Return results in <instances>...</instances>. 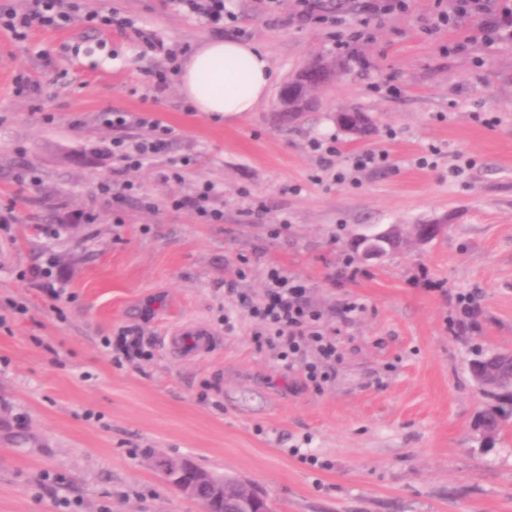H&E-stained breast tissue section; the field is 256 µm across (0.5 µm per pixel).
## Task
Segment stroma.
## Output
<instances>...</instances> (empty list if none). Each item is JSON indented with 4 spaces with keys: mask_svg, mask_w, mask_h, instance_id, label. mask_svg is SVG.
I'll list each match as a JSON object with an SVG mask.
<instances>
[{
    "mask_svg": "<svg viewBox=\"0 0 512 512\" xmlns=\"http://www.w3.org/2000/svg\"><path fill=\"white\" fill-rule=\"evenodd\" d=\"M82 2L155 44L78 20L0 35V210L16 216L0 226V512H205L158 457L235 478L274 512H512V425L483 443L469 372L473 349L512 350V39L487 45L459 0L373 16L352 0L313 19L300 0H231L225 36L257 44L279 83L255 111L215 120L187 111L168 60L211 38L198 19L168 0ZM441 12L453 25H435ZM366 17L365 36L337 46ZM334 58L346 69L289 118L279 84ZM20 70L31 93L15 91ZM108 109L161 120L167 150L125 169L113 139L148 130L102 125ZM342 109L375 133L343 132ZM315 140L334 143L332 167ZM431 144L435 165L419 168ZM367 150L386 166L338 181ZM459 155L472 164L449 177ZM181 163L183 182H163ZM103 179L135 189L114 204ZM205 183L223 223L167 203ZM80 210L94 223H63ZM443 217L447 235L427 246L352 259L355 234ZM50 257L56 299L27 278ZM274 267L306 286L336 344L323 387L253 342L238 298L260 297ZM471 292L473 315L457 302ZM181 325L215 336L212 353L167 351ZM123 329L154 340L152 357L115 364L104 341Z\"/></svg>",
    "mask_w": 512,
    "mask_h": 512,
    "instance_id": "1",
    "label": "stroma"
}]
</instances>
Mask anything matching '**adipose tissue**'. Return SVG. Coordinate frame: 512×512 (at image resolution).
Instances as JSON below:
<instances>
[{"label":"adipose tissue","mask_w":512,"mask_h":512,"mask_svg":"<svg viewBox=\"0 0 512 512\" xmlns=\"http://www.w3.org/2000/svg\"><path fill=\"white\" fill-rule=\"evenodd\" d=\"M275 74L254 44L215 38L192 51L179 75V89L197 111L215 116L255 111Z\"/></svg>","instance_id":"adipose-tissue-1"}]
</instances>
